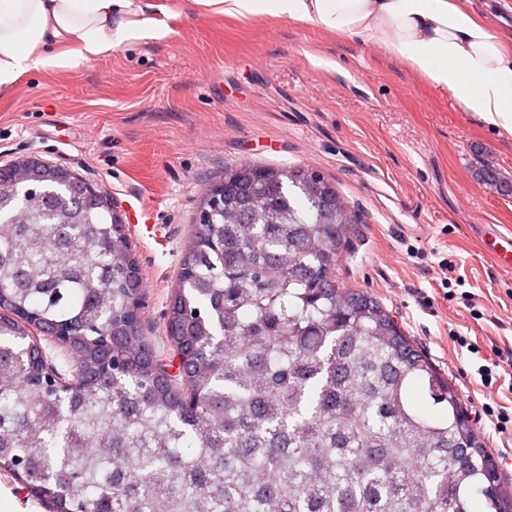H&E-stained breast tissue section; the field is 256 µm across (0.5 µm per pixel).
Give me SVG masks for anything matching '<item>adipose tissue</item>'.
<instances>
[{"instance_id":"ef3b65f1","label":"adipose tissue","mask_w":512,"mask_h":512,"mask_svg":"<svg viewBox=\"0 0 512 512\" xmlns=\"http://www.w3.org/2000/svg\"><path fill=\"white\" fill-rule=\"evenodd\" d=\"M215 15L288 17L379 44L499 136L512 138V44L469 0H192ZM149 0H0V94L30 71L163 37Z\"/></svg>"}]
</instances>
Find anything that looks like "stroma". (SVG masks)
Wrapping results in <instances>:
<instances>
[{
	"mask_svg": "<svg viewBox=\"0 0 512 512\" xmlns=\"http://www.w3.org/2000/svg\"><path fill=\"white\" fill-rule=\"evenodd\" d=\"M151 2L168 36L23 74L0 95V166L37 156L112 195L140 268L144 334L172 374L167 311L205 187L242 163L328 178L364 217L339 285L376 297L448 380L512 493V426L498 432L482 410L512 414V367L489 387L476 372L512 355V272L479 248L484 225L512 227V139L378 45L284 16ZM446 258L464 285L441 286Z\"/></svg>",
	"mask_w": 512,
	"mask_h": 512,
	"instance_id": "35a3bbf8",
	"label": "stroma"
}]
</instances>
